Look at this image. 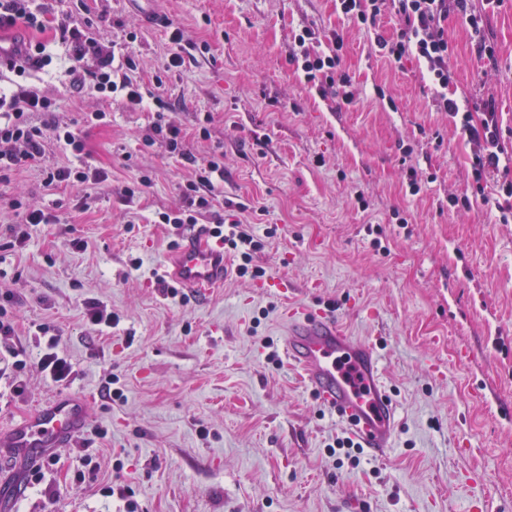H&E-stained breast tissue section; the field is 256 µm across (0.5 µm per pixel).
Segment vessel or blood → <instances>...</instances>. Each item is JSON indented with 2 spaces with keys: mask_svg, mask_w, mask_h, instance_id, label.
Wrapping results in <instances>:
<instances>
[{
  "mask_svg": "<svg viewBox=\"0 0 512 512\" xmlns=\"http://www.w3.org/2000/svg\"><path fill=\"white\" fill-rule=\"evenodd\" d=\"M226 272L221 243L209 235L207 225L195 224L170 254L166 275L201 299L223 282ZM284 321L283 352L302 370L319 403L350 425L361 448L385 456L394 443L397 408L372 346L348 336L332 310L291 308ZM87 414L84 397L64 395L12 425L0 435V446L40 462L69 447Z\"/></svg>",
  "mask_w": 512,
  "mask_h": 512,
  "instance_id": "vessel-or-blood-1",
  "label": "vessel or blood"
}]
</instances>
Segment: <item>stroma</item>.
Listing matches in <instances>:
<instances>
[{
  "label": "stroma",
  "instance_id": "35a3bbf8",
  "mask_svg": "<svg viewBox=\"0 0 512 512\" xmlns=\"http://www.w3.org/2000/svg\"><path fill=\"white\" fill-rule=\"evenodd\" d=\"M44 2L49 19L91 22L109 41L136 32L129 50L146 84L173 50L169 29L183 31L193 59L167 77L169 119L196 156L224 155L205 221H222L230 200L245 204L240 218L256 235L277 226L254 262L289 292L260 291L232 271L202 301L162 292L155 275L183 233L155 216L182 205L192 168L152 138L149 110L102 100L89 81L71 88L66 44L54 28L36 33L53 60L18 84L54 97V120L77 123L85 150L49 143L0 188V225L13 222L6 200L16 194L58 217L33 227L23 251L0 249V288L15 294L0 361L11 362L14 349L39 358L34 326L48 322L73 372L65 383L31 373L18 396L0 379V434L63 394L84 395L89 416L40 482L0 450V481L23 484L0 512H125L124 500L100 495L107 484L129 487L139 512H462L475 499L485 512H512V223L490 204L449 208V197L472 190L474 147L438 110L416 60L379 53L376 36L398 33L394 13L363 28L338 15L335 0ZM305 26L318 51L343 34L355 105L305 85L290 62ZM486 34L494 70L464 21L449 17L448 94L470 106L494 99L511 128L512 0ZM98 109L108 122L84 123ZM206 115L203 141L195 131ZM79 163L107 172V183L44 184L45 168ZM411 168L424 179L415 196L405 182ZM144 172L151 184L125 200L123 187ZM75 239L86 250L72 249ZM89 298L117 315L112 328L86 324ZM298 306L335 307L345 331L378 355L399 421L386 456L332 453L349 425L290 361H267L283 309ZM111 377L122 403L100 397ZM87 456L95 474L85 471Z\"/></svg>",
  "mask_w": 512,
  "mask_h": 512
}]
</instances>
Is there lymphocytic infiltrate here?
Wrapping results in <instances>:
<instances>
[{"mask_svg": "<svg viewBox=\"0 0 512 512\" xmlns=\"http://www.w3.org/2000/svg\"><path fill=\"white\" fill-rule=\"evenodd\" d=\"M500 3L501 0H336L337 13L364 28L374 25L382 11H394L400 21L397 36H380L376 43L390 61L398 62L412 56L425 64L439 109L448 113L456 129L474 147L472 180L478 190L483 187L486 173L498 170L501 157L507 150L502 137L503 120L494 100L484 101L474 112L449 98L452 72L448 59L453 53V45L448 37L447 21L449 16H460L476 42L478 53L488 60H495L496 48L486 35V22L490 11ZM18 26L45 30L43 6L35 4L34 0H0V32ZM57 30L61 40L68 43L73 62L94 58L95 69L90 77L103 99L118 98L132 108L152 102L156 116L152 125L154 134L166 142L170 154L193 168L192 177L186 181L182 191L184 207L157 213L156 219L158 223L178 228L198 223L212 207L214 180L224 174V157L213 153L203 157L194 155L181 128L165 119L172 105L164 96L163 76L185 64L179 51L184 40L183 31L178 28L170 31L169 41L175 50L168 54L162 73L154 75L152 86L147 87L135 77L139 68L135 58L128 55L117 57L101 38L75 27L68 18L58 20ZM315 38L316 33L310 28L295 34L291 58L297 71L301 72L305 84L315 86L320 93L334 91L342 105L353 104L352 81L340 69L345 49L343 36L333 34L330 47L322 52L311 50L310 44ZM54 109V100L40 89L12 92L0 87L1 185L9 183L14 172L41 159L48 142H55L77 154L83 152L85 144L80 130L74 125L56 121L36 123V116ZM8 205L16 217L15 223L0 225V235L6 237L8 248H25L31 238V227L55 221L54 215L31 206L21 196H12ZM210 232L213 238L223 242L225 251L236 257L235 272L238 276L253 279L264 276V269L253 263V255L261 249L262 243L248 225L235 219L225 225H212ZM36 330L46 338L43 355L33 364L27 358H15L14 370L20 372L32 364L52 381H65L72 372V366L59 351V336L54 334L52 325L46 323L37 324Z\"/></svg>", "mask_w": 512, "mask_h": 512, "instance_id": "lymphocytic-infiltrate-1", "label": "lymphocytic infiltrate"}]
</instances>
